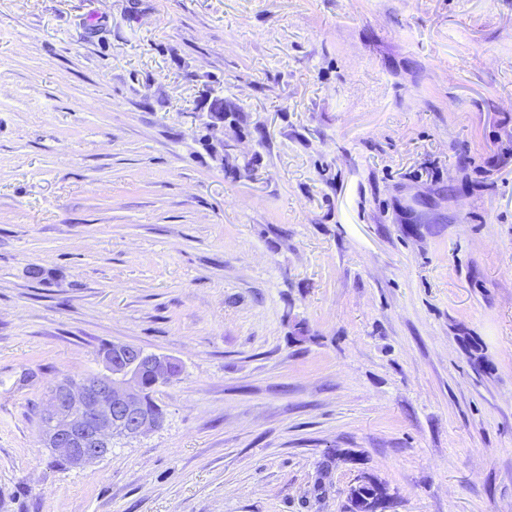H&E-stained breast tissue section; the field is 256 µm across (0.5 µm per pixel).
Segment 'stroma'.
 <instances>
[{
	"label": "stroma",
	"mask_w": 512,
	"mask_h": 512,
	"mask_svg": "<svg viewBox=\"0 0 512 512\" xmlns=\"http://www.w3.org/2000/svg\"><path fill=\"white\" fill-rule=\"evenodd\" d=\"M112 342L179 364L165 422L55 465ZM362 472L512 512V0H0V512H347Z\"/></svg>",
	"instance_id": "1"
}]
</instances>
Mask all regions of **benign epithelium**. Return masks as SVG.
Here are the masks:
<instances>
[{
	"label": "benign epithelium",
	"instance_id": "benign-epithelium-1",
	"mask_svg": "<svg viewBox=\"0 0 512 512\" xmlns=\"http://www.w3.org/2000/svg\"><path fill=\"white\" fill-rule=\"evenodd\" d=\"M98 357L100 372L56 383L41 412L45 447L73 469L111 454L118 436L136 437L161 428L163 416L145 405V373L158 385L179 375L172 358L135 344L114 343ZM347 498L350 512H384L383 497L374 493L366 473L354 478Z\"/></svg>",
	"mask_w": 512,
	"mask_h": 512
}]
</instances>
